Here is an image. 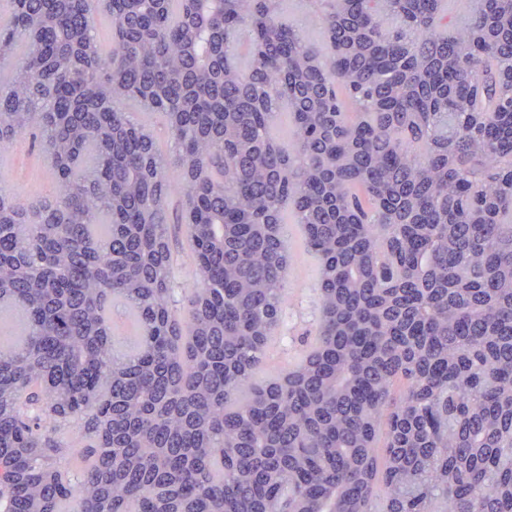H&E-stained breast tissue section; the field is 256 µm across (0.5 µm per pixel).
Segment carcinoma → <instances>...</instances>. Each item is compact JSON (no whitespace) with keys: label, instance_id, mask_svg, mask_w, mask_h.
<instances>
[{"label":"carcinoma","instance_id":"cac0c4a2","mask_svg":"<svg viewBox=\"0 0 512 512\" xmlns=\"http://www.w3.org/2000/svg\"><path fill=\"white\" fill-rule=\"evenodd\" d=\"M10 2L0 153L55 190L0 189V512H512V0ZM285 224L318 318L258 381ZM33 141L34 149L11 153L12 184L4 188L24 198L35 195L47 196L54 188V176L49 164H41L37 156L40 155L38 152H43L40 140L33 138Z\"/></svg>","mask_w":512,"mask_h":512}]
</instances>
